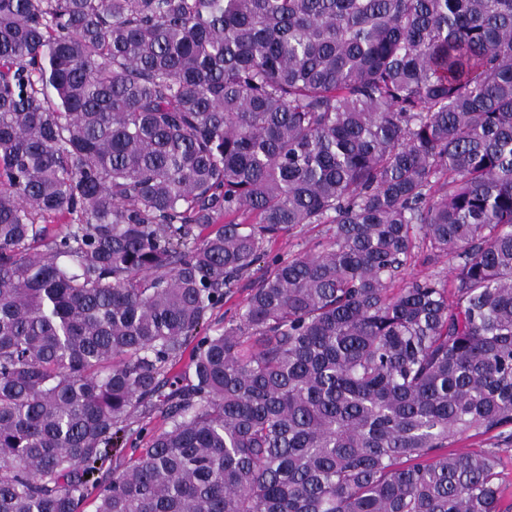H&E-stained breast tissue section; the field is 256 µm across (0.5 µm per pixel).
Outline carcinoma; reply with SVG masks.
Instances as JSON below:
<instances>
[{"label": "carcinoma", "instance_id": "cac0c4a2", "mask_svg": "<svg viewBox=\"0 0 512 512\" xmlns=\"http://www.w3.org/2000/svg\"><path fill=\"white\" fill-rule=\"evenodd\" d=\"M491 433L512 0H0V512H512ZM327 228L328 225L326 224H309L302 229H298L295 233L279 237L271 245V251L285 258L288 255L297 254L300 251L309 249L317 241L323 240L326 236ZM446 273L448 274V259L436 258L425 246H421L410 263L407 278H421L434 274L444 276ZM260 274L261 271H254L250 277L246 275L234 285L231 288V293L224 298V305L208 314L210 317L209 321H211L213 325H217L221 323L225 317L228 318L236 308L242 306L248 295L250 282L256 279ZM226 311L227 314L225 315Z\"/></svg>", "mask_w": 512, "mask_h": 512}]
</instances>
